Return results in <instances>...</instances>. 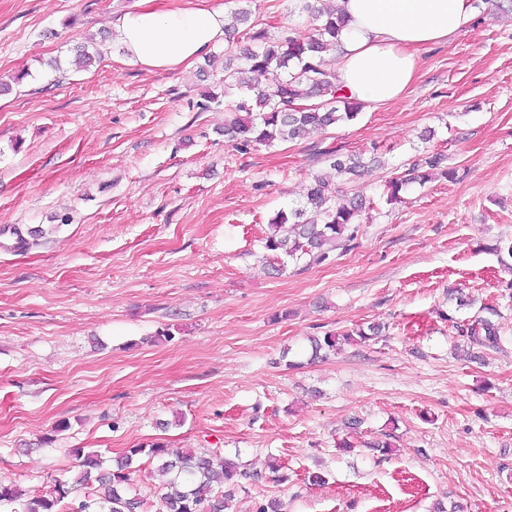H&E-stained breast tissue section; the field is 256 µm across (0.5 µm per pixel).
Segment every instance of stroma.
<instances>
[{"instance_id":"obj_1","label":"stroma","mask_w":512,"mask_h":512,"mask_svg":"<svg viewBox=\"0 0 512 512\" xmlns=\"http://www.w3.org/2000/svg\"><path fill=\"white\" fill-rule=\"evenodd\" d=\"M497 3L424 50L401 99L243 153L224 110L196 107L227 42L150 71L112 38L138 0H0V484L43 494L74 449L109 467L159 441L261 473L228 512L273 497L285 512H512V273L495 250L512 239V14ZM208 4L278 35L310 28L298 0ZM330 151L375 158L348 187L373 211L323 263L274 257L269 220ZM436 153L457 178L388 203L390 180ZM452 288L499 309L500 351L455 357L445 316L475 311ZM372 323L379 339L311 360L309 337ZM384 438L388 453L370 449Z\"/></svg>"}]
</instances>
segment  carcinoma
I'll return each instance as SVG.
<instances>
[{
    "label": "carcinoma",
    "instance_id": "obj_1",
    "mask_svg": "<svg viewBox=\"0 0 512 512\" xmlns=\"http://www.w3.org/2000/svg\"><path fill=\"white\" fill-rule=\"evenodd\" d=\"M300 2L312 20V32L308 34L293 33L273 39L266 27L250 21L248 11L233 14L232 32L240 34L244 45L225 63L223 91L209 92L201 108L224 107V112L231 115L224 133L237 141L243 153L255 143L288 142L301 139L313 130L353 121L363 107L337 94L336 71L326 61V56L336 49L345 17L337 13L332 0ZM326 157L334 175H313L304 199L275 214L269 222L266 250L295 262L306 259L321 263L339 242L356 239L359 217L374 209L373 202L360 194L342 198V186L358 175L364 162L357 155L340 158L333 151L326 152ZM443 161L440 154L428 156L407 176L391 181L387 201L398 200L400 192L411 183L424 184L431 180L432 171ZM482 310L486 315H477L457 325L461 338L457 351L465 355L471 345L499 347L498 328L492 321L498 310L486 305ZM380 333L381 327L372 325L351 333L312 337V357H319L323 350H336L341 342L352 340L354 335L369 340ZM141 454L158 462L165 512H224L232 497L226 487L259 480V473L241 470L227 460L216 464L211 454L197 448L174 453L166 445L154 443L148 449H129L114 470L102 467L97 454L79 452L80 471L73 480H58L49 493L25 501L18 489L0 485V504L18 502L20 509L16 512H141L143 499L127 491L130 462ZM92 478L96 482L93 493L76 504L68 501L72 486Z\"/></svg>",
    "mask_w": 512,
    "mask_h": 512
}]
</instances>
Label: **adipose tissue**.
Instances as JSON below:
<instances>
[{
	"mask_svg": "<svg viewBox=\"0 0 512 512\" xmlns=\"http://www.w3.org/2000/svg\"><path fill=\"white\" fill-rule=\"evenodd\" d=\"M347 24L333 53L342 94L383 107L415 80L422 48L467 32L470 0H337ZM130 62L150 70L190 67L224 37V12L205 0H140L115 26Z\"/></svg>",
	"mask_w": 512,
	"mask_h": 512,
	"instance_id": "obj_1",
	"label": "adipose tissue"
}]
</instances>
